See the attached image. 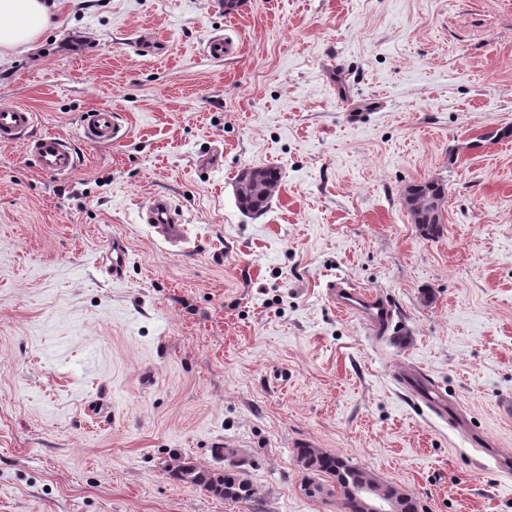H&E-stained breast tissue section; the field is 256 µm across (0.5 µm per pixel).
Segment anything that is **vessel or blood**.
<instances>
[{
    "label": "vessel or blood",
    "mask_w": 512,
    "mask_h": 512,
    "mask_svg": "<svg viewBox=\"0 0 512 512\" xmlns=\"http://www.w3.org/2000/svg\"><path fill=\"white\" fill-rule=\"evenodd\" d=\"M35 121V113L24 106L0 105V143L21 145L42 172L64 175L72 171L76 157L68 142L55 134H34ZM120 132L111 108H98L88 113L84 136L91 143H111ZM142 217L166 243L177 246L186 241V227L167 197H152L143 208ZM327 297L339 310L361 315L373 335L387 332L391 325L393 310L389 302L364 290L334 282L327 288ZM399 379L418 403L440 411L446 409L447 393L427 376L403 373Z\"/></svg>",
    "instance_id": "b4317fda"
}]
</instances>
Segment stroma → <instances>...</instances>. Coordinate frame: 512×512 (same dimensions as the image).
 <instances>
[{"label": "stroma", "instance_id": "35a3bbf8", "mask_svg": "<svg viewBox=\"0 0 512 512\" xmlns=\"http://www.w3.org/2000/svg\"><path fill=\"white\" fill-rule=\"evenodd\" d=\"M53 4L57 26L0 57V104L76 153L51 175L0 144V512H345L306 497L303 444L419 512H512V137L474 144L512 128V0ZM101 107L122 125L105 146L83 135ZM266 166L256 217L236 182ZM431 180L435 239L403 199ZM157 195L183 247L142 222ZM332 280L385 297L395 328L336 309ZM402 368L446 388L447 418ZM226 448L252 502L165 471ZM281 179L274 167L251 169L241 174L236 185L238 207L249 214L265 211Z\"/></svg>", "mask_w": 512, "mask_h": 512}]
</instances>
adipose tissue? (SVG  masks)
Masks as SVG:
<instances>
[{"instance_id":"1","label":"adipose tissue","mask_w":512,"mask_h":512,"mask_svg":"<svg viewBox=\"0 0 512 512\" xmlns=\"http://www.w3.org/2000/svg\"><path fill=\"white\" fill-rule=\"evenodd\" d=\"M56 23L46 0H0V50L15 51L35 43Z\"/></svg>"}]
</instances>
